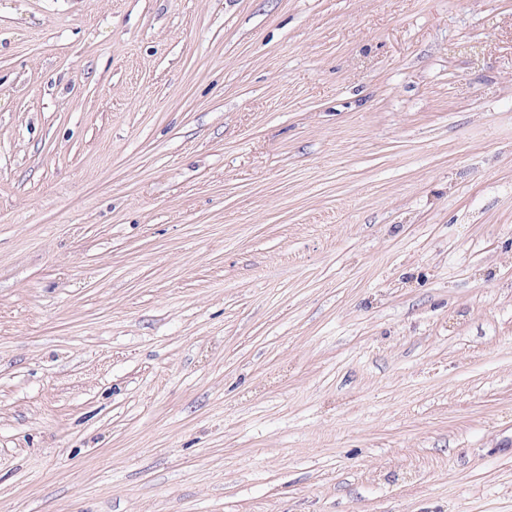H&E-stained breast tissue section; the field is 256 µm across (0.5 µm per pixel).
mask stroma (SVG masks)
<instances>
[{"instance_id":"35a3bbf8","label":"stroma","mask_w":512,"mask_h":512,"mask_svg":"<svg viewBox=\"0 0 512 512\" xmlns=\"http://www.w3.org/2000/svg\"><path fill=\"white\" fill-rule=\"evenodd\" d=\"M0 512H512V0H0Z\"/></svg>"}]
</instances>
